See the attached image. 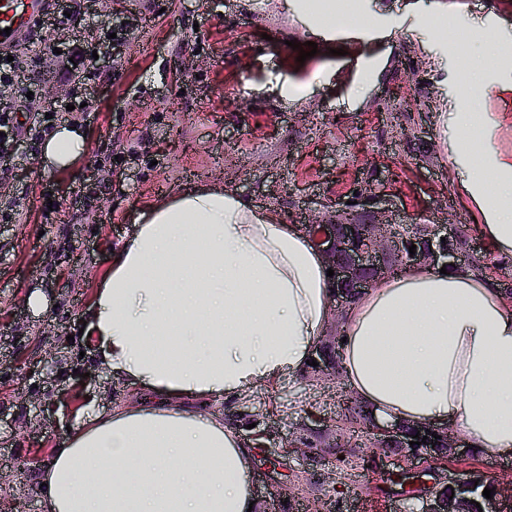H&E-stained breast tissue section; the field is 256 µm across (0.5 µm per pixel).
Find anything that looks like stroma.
I'll use <instances>...</instances> for the list:
<instances>
[{
    "label": "stroma",
    "instance_id": "35a3bbf8",
    "mask_svg": "<svg viewBox=\"0 0 512 512\" xmlns=\"http://www.w3.org/2000/svg\"><path fill=\"white\" fill-rule=\"evenodd\" d=\"M46 47L96 50L98 73L64 79L56 62L26 70L64 103L92 105L74 125L87 150L68 171L45 168L22 143L0 204V512H44L40 464L80 409L136 406L145 388L109 376L80 330L115 249L141 215L171 194L212 186L303 225L357 186L391 192L400 220L448 223L480 244L472 273L512 305V257L484 243V217L457 187L442 119L480 112L503 161L512 160V0H81ZM127 39L113 46L115 17ZM454 36L437 39L434 23ZM495 41H486L484 31ZM299 44L317 52L298 62ZM123 142L134 155H115ZM58 206L47 210L48 199ZM48 304L33 311L29 292ZM343 376L312 369L250 393L193 401L223 412L253 450L251 483L266 512H418L420 488L481 473L512 485V457L478 452L409 460L373 445L346 418Z\"/></svg>",
    "mask_w": 512,
    "mask_h": 512
}]
</instances>
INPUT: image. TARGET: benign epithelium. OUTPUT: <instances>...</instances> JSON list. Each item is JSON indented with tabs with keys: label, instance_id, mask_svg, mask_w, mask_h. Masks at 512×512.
Wrapping results in <instances>:
<instances>
[{
	"label": "benign epithelium",
	"instance_id": "7a95c632",
	"mask_svg": "<svg viewBox=\"0 0 512 512\" xmlns=\"http://www.w3.org/2000/svg\"><path fill=\"white\" fill-rule=\"evenodd\" d=\"M387 196L386 192L359 186L329 206L327 223L308 225L327 268L334 270L332 301L338 316L351 304L353 294L364 293L399 268H460L459 252L449 247L455 228L448 224L427 225L426 245L416 247V253L410 254L409 237L414 225L391 218L393 204ZM371 435L378 445H395V452L409 459L425 454L434 443L457 451V444L448 436V426L444 424L375 422ZM484 483V477L478 473L448 481L425 495L422 512H458L462 502L475 498L482 512L512 510V505L507 510L501 507L502 491L498 487L491 499L477 497L478 485Z\"/></svg>",
	"mask_w": 512,
	"mask_h": 512
}]
</instances>
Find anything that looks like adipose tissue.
Instances as JSON below:
<instances>
[{"label":"adipose tissue","instance_id":"ef3b65f1","mask_svg":"<svg viewBox=\"0 0 512 512\" xmlns=\"http://www.w3.org/2000/svg\"><path fill=\"white\" fill-rule=\"evenodd\" d=\"M482 114L445 122L460 190L481 232L512 256V163L497 166L463 136ZM86 151L63 124L42 144L46 166L70 170ZM495 164L486 198L474 162ZM324 258L275 215L215 187L169 196L115 251L86 330L101 367L147 386L153 406L86 409L41 465L45 512H247L253 455L219 412L185 398L240 395L302 372L329 322ZM340 371L388 421H448L486 457L512 454V306L483 277L411 267L378 281L344 313Z\"/></svg>","mask_w":512,"mask_h":512}]
</instances>
